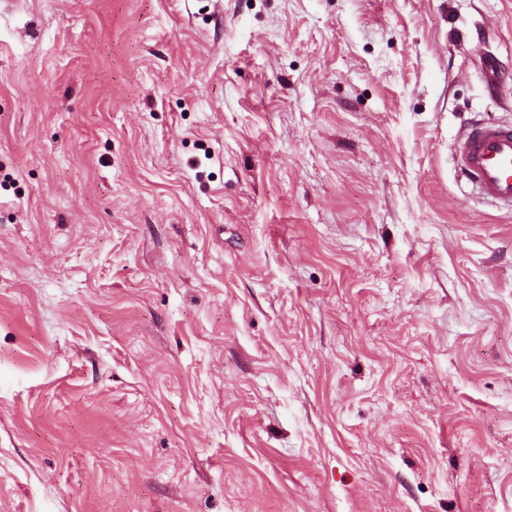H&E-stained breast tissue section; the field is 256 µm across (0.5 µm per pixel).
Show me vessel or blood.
<instances>
[{
  "label": "vessel or blood",
  "instance_id": "1",
  "mask_svg": "<svg viewBox=\"0 0 512 512\" xmlns=\"http://www.w3.org/2000/svg\"><path fill=\"white\" fill-rule=\"evenodd\" d=\"M452 154L466 181L484 196L512 206V124L470 122Z\"/></svg>",
  "mask_w": 512,
  "mask_h": 512
}]
</instances>
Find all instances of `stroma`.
Masks as SVG:
<instances>
[{"mask_svg": "<svg viewBox=\"0 0 512 512\" xmlns=\"http://www.w3.org/2000/svg\"><path fill=\"white\" fill-rule=\"evenodd\" d=\"M471 118L512 0L0 6V512H512Z\"/></svg>", "mask_w": 512, "mask_h": 512, "instance_id": "obj_1", "label": "stroma"}]
</instances>
